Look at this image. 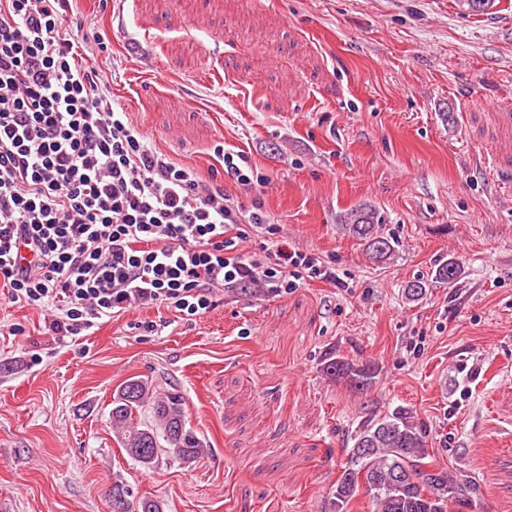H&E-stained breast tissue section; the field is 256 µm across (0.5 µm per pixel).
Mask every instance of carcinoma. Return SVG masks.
Listing matches in <instances>:
<instances>
[{"label":"carcinoma","mask_w":512,"mask_h":512,"mask_svg":"<svg viewBox=\"0 0 512 512\" xmlns=\"http://www.w3.org/2000/svg\"><path fill=\"white\" fill-rule=\"evenodd\" d=\"M342 230L362 241L369 258L391 259L399 246L379 231L367 206L351 209L340 218ZM462 275L461 262L450 258L438 264L434 279L454 285ZM325 376L364 392L375 384L378 370L370 362L357 363L330 353L323 363ZM112 424L127 455L140 465H155L161 456L187 463L202 448L191 428L184 397L140 376L127 379L112 402ZM427 425L412 410L398 407L370 420L346 449L347 461L333 491L336 507L344 509L360 492L372 499L374 512H472L479 486L430 460Z\"/></svg>","instance_id":"1"}]
</instances>
